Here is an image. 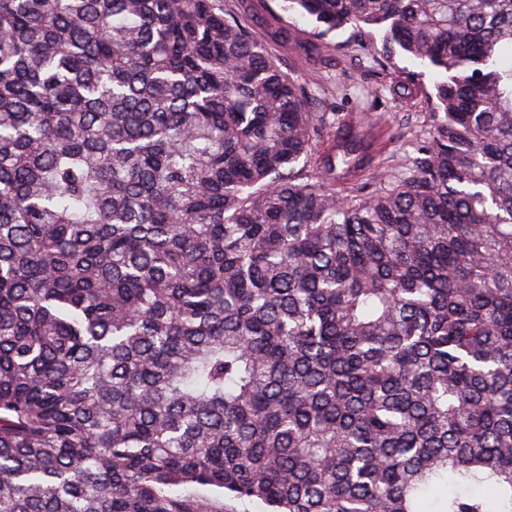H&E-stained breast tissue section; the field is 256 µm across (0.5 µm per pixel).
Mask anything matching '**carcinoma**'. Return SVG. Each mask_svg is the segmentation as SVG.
<instances>
[{"label":"carcinoma","instance_id":"1","mask_svg":"<svg viewBox=\"0 0 512 512\" xmlns=\"http://www.w3.org/2000/svg\"><path fill=\"white\" fill-rule=\"evenodd\" d=\"M445 75L388 175L224 0H0V512H512V0H283Z\"/></svg>","mask_w":512,"mask_h":512}]
</instances>
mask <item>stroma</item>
Segmentation results:
<instances>
[{
	"label": "stroma",
	"instance_id": "stroma-1",
	"mask_svg": "<svg viewBox=\"0 0 512 512\" xmlns=\"http://www.w3.org/2000/svg\"><path fill=\"white\" fill-rule=\"evenodd\" d=\"M281 5L282 0H247L245 17L262 34L276 26L287 29V46L272 48L282 70L297 78L313 101H334L352 134L374 145L385 164L400 163L430 128L427 103L393 96L371 43L353 29L336 30L326 36L322 52H311L313 22L282 11Z\"/></svg>",
	"mask_w": 512,
	"mask_h": 512
}]
</instances>
